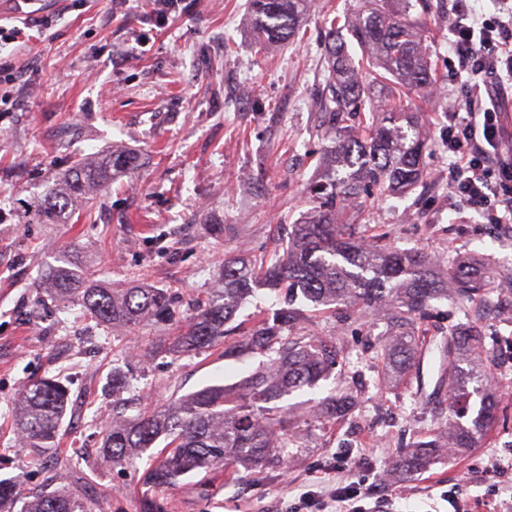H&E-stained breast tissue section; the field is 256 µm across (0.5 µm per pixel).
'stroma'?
<instances>
[{
	"label": "stroma",
	"instance_id": "35a3bbf8",
	"mask_svg": "<svg viewBox=\"0 0 512 512\" xmlns=\"http://www.w3.org/2000/svg\"><path fill=\"white\" fill-rule=\"evenodd\" d=\"M356 4L313 0L298 39L266 50L250 0H178L164 21L150 0H48L50 28L0 47L13 65L0 94L14 100L0 112V479L19 481L21 500L62 485L92 512H139L149 458L121 468L95 450L117 402L113 369L176 333L146 326L116 336L80 306L58 303L40 280L70 255L112 287L168 289L185 321L216 287L225 258L268 256L312 208L307 187L331 141L315 102L325 79V19ZM387 8L427 26L441 87L414 100L431 132L427 178L406 196L353 206L349 217L398 248L440 257L438 273L469 259L499 286L512 272V228L495 232L476 214L458 213L448 192V111L462 95L448 70V0H388ZM115 148L136 154L138 169L115 176L90 214L42 223L34 205L53 177ZM468 326L499 343L481 370L500 419L476 447L440 451L405 473L402 448L449 426L448 360L435 344ZM389 331L381 314L304 304L292 332L335 344L339 362L327 387L336 389L341 416L315 417L327 388L284 397L297 436L287 465L186 476L156 491L161 512H293L301 494L325 501L349 483L363 492L362 512H503L512 501V324L488 312L474 317L452 296L434 300L415 328L423 350L408 374L383 355ZM259 363L224 358L218 347L161 353L135 367L130 393L141 406L164 408L205 385L236 386ZM42 375L67 381L70 403L58 448L39 458L12 421L23 386Z\"/></svg>",
	"mask_w": 512,
	"mask_h": 512
}]
</instances>
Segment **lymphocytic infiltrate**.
<instances>
[{
	"mask_svg": "<svg viewBox=\"0 0 512 512\" xmlns=\"http://www.w3.org/2000/svg\"><path fill=\"white\" fill-rule=\"evenodd\" d=\"M448 62L465 90L462 110L448 115V188L460 206L500 224L512 214V147L499 109L512 88V0H492L487 12L450 0Z\"/></svg>",
	"mask_w": 512,
	"mask_h": 512,
	"instance_id": "1",
	"label": "lymphocytic infiltrate"
}]
</instances>
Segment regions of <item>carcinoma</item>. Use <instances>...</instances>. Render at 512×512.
<instances>
[{
	"mask_svg": "<svg viewBox=\"0 0 512 512\" xmlns=\"http://www.w3.org/2000/svg\"><path fill=\"white\" fill-rule=\"evenodd\" d=\"M310 0H253L254 26L260 41L276 45L295 38ZM386 0H362L352 17L329 21L327 76L320 98V118L333 131L327 147L329 168L310 187L316 209L296 225L290 236L277 241L269 261L260 265L243 256L224 260L220 287L197 301L189 321L179 324L170 294L162 289L134 285L108 288L81 275L70 261L52 268L46 283L55 299L76 302L86 315L115 331H131L143 324L177 326L168 346L150 345L139 357L146 359L161 349L172 354L224 345V356L264 354L268 363L233 389L210 385L178 399L160 410H143L134 416L112 414L103 430L98 455L114 466H126L143 456L158 440L165 445L160 457L143 476L151 488H170L184 476L211 474L219 468L253 469L288 459L297 447L288 416L275 402L328 377L336 365V349L321 336H288L290 325L302 312L298 298L317 306L346 303L388 311L397 330L388 343L391 361L400 371L416 365L418 344L414 327L431 301L448 282L437 280L430 261L415 250L394 248L381 234H355L346 223L347 209L364 195L379 196L415 189L424 177L422 163L427 139L409 100L401 90H427L436 82L433 64L422 51V34L405 14L388 15ZM367 51L383 70L391 88L382 108L363 112L366 95L362 73L348 52L342 32ZM139 167L128 151H111L101 159L89 158L63 173L37 205L46 224L62 215L89 191L103 189L116 173ZM456 295L462 301L488 302L489 284L456 263L451 268ZM285 290L284 306L262 319L233 343L224 344V326L242 300L255 290ZM469 345L487 359L494 347L481 335L454 329L440 343L454 358ZM452 392L449 416L455 430L448 443H419L405 454V471L412 472L435 457L438 448H469L474 436L492 429L499 407L486 395V385L449 376ZM69 387L54 377L30 380L19 395L17 435L40 456L55 447L57 432L69 403ZM480 402L473 401V397ZM19 494L16 482L0 480V512H8ZM22 512H90L89 505L63 487L43 491Z\"/></svg>",
	"mask_w": 512,
	"mask_h": 512,
	"instance_id": "obj_1",
	"label": "carcinoma"
}]
</instances>
